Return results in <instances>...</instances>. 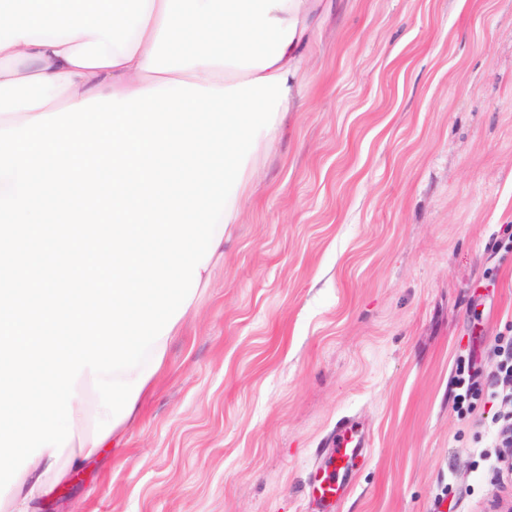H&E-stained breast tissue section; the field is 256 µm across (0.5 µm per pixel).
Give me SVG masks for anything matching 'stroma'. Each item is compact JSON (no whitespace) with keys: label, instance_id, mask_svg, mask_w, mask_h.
<instances>
[{"label":"stroma","instance_id":"obj_1","mask_svg":"<svg viewBox=\"0 0 512 512\" xmlns=\"http://www.w3.org/2000/svg\"><path fill=\"white\" fill-rule=\"evenodd\" d=\"M121 448L40 512H318L338 418L369 446L341 512H483L493 410L456 362L512 336V0H340Z\"/></svg>","mask_w":512,"mask_h":512}]
</instances>
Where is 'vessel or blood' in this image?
<instances>
[{
    "label": "vessel or blood",
    "mask_w": 512,
    "mask_h": 512,
    "mask_svg": "<svg viewBox=\"0 0 512 512\" xmlns=\"http://www.w3.org/2000/svg\"><path fill=\"white\" fill-rule=\"evenodd\" d=\"M326 464L317 466L308 490L324 506L340 504L349 489L346 476L352 462L362 455L366 442L359 432L353 417L337 420L331 435L326 439Z\"/></svg>",
    "instance_id": "obj_1"
}]
</instances>
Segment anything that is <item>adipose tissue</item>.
I'll use <instances>...</instances> for the list:
<instances>
[{
  "instance_id": "ef3b65f1",
  "label": "adipose tissue",
  "mask_w": 512,
  "mask_h": 512,
  "mask_svg": "<svg viewBox=\"0 0 512 512\" xmlns=\"http://www.w3.org/2000/svg\"><path fill=\"white\" fill-rule=\"evenodd\" d=\"M324 9L323 0H0V129L168 81L221 89L285 76L288 96L231 201L237 223L260 149L303 98L299 75ZM58 469L43 448L11 486V512H36Z\"/></svg>"
}]
</instances>
